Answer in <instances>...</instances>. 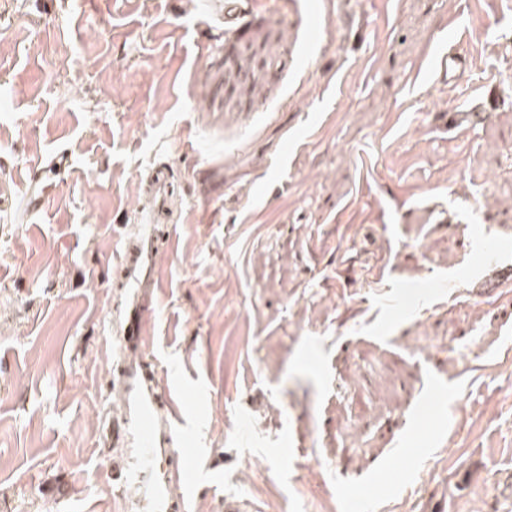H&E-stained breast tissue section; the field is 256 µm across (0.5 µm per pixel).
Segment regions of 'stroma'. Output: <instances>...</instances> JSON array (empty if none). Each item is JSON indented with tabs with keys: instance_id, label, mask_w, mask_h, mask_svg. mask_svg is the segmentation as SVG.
<instances>
[{
	"instance_id": "1",
	"label": "stroma",
	"mask_w": 512,
	"mask_h": 512,
	"mask_svg": "<svg viewBox=\"0 0 512 512\" xmlns=\"http://www.w3.org/2000/svg\"><path fill=\"white\" fill-rule=\"evenodd\" d=\"M254 2L231 32L194 0H0V512H123L103 329L155 167L176 198L146 349L162 391L203 394L191 512H512V287L479 299L473 248L512 259V0ZM467 69V60L460 55L453 46L441 54L437 63V73L441 78H448V83L456 80ZM483 98L484 93L477 98L468 111L456 113L454 125L463 127L464 129H473L477 125L485 122L490 116V113L484 112ZM72 165L71 153L57 149L44 161L41 169L29 179L19 212L24 220H31L42 214L48 203L53 181Z\"/></svg>"
}]
</instances>
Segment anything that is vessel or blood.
Returning <instances> with one entry per match:
<instances>
[{
  "mask_svg": "<svg viewBox=\"0 0 512 512\" xmlns=\"http://www.w3.org/2000/svg\"><path fill=\"white\" fill-rule=\"evenodd\" d=\"M467 60L455 49L441 54L437 73L456 81L466 70ZM72 164L68 150L58 149L44 161L29 179L19 212L23 219L38 217L48 203L54 180ZM145 195V222L138 234H120L117 240L124 302L113 312L112 332L115 347L107 378L110 393L122 402L104 421L103 433L113 447L125 449L124 461L112 472L117 493L135 487L150 504L152 512H189V502L196 488V470L190 461L164 468L173 434L182 424L183 407L170 393L161 391L156 381L157 365L144 345L145 324L152 312L149 299L155 286L157 257L169 245L167 228L156 225V218L167 211L172 196L170 172L155 169L149 176ZM486 275L481 283L483 294L498 292L512 282V261L498 255L488 256Z\"/></svg>",
  "mask_w": 512,
  "mask_h": 512,
  "instance_id": "1",
  "label": "vessel or blood"
}]
</instances>
